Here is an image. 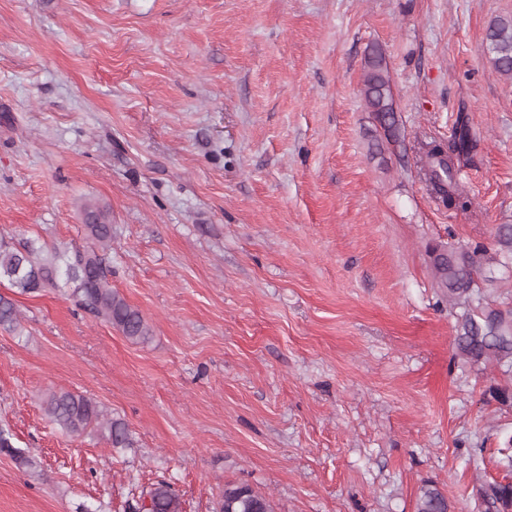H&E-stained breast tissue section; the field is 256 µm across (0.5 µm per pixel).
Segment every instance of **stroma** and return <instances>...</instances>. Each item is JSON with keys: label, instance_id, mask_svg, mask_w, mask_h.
<instances>
[{"label": "stroma", "instance_id": "stroma-1", "mask_svg": "<svg viewBox=\"0 0 512 512\" xmlns=\"http://www.w3.org/2000/svg\"><path fill=\"white\" fill-rule=\"evenodd\" d=\"M512 0H0V237L91 246L112 215V289L132 341L65 275L0 327V512H131L163 480L183 512L225 484L274 512H450L512 469V373L456 349L434 241L512 225V78L486 32ZM387 66L400 141L363 96ZM467 113L479 142L447 207L423 143ZM81 393L134 445L70 434L42 401ZM24 455L26 464L16 462ZM84 224L89 236L97 241L102 249L112 243V218L107 209L95 204H86L82 209ZM448 500L433 481H425L420 487L416 512H448Z\"/></svg>", "mask_w": 512, "mask_h": 512}]
</instances>
